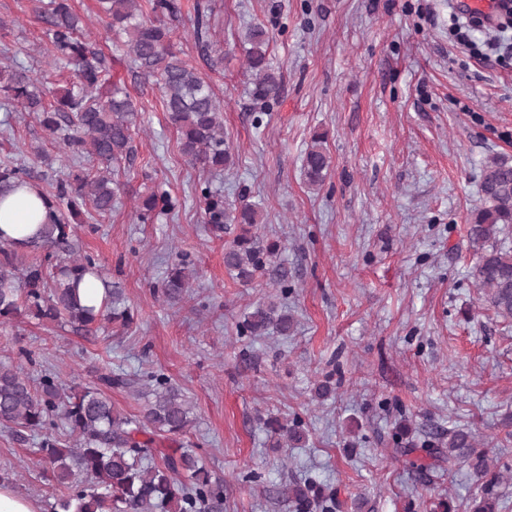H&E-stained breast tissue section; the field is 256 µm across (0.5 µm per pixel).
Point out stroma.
Instances as JSON below:
<instances>
[{"label": "stroma", "instance_id": "obj_1", "mask_svg": "<svg viewBox=\"0 0 512 512\" xmlns=\"http://www.w3.org/2000/svg\"><path fill=\"white\" fill-rule=\"evenodd\" d=\"M46 0H0V59L11 56L56 92L60 65L41 12ZM175 48L194 62L223 106L233 164L213 177L230 203L264 208L261 236L281 241L289 294L269 277L243 286L224 268L237 226L206 224L203 173L180 151L163 90L137 75L124 34L97 0H69L81 38L105 76L140 113L112 213L75 221L80 251L99 256L134 313L130 327L88 335L22 315L0 319V362L30 377L55 371L80 387L105 370H161L194 406L179 443L224 480L223 512H292L283 495L311 477L336 489L342 512H434L467 507L479 483L467 467L422 478L395 458V424L410 435L458 427L489 450L500 512H512V325L487 311L466 279L467 229L480 204V169L512 157V43L488 28L456 40L450 0H178ZM210 46L194 38L198 6ZM271 37L282 76L275 100H254L243 40L250 24ZM327 136L331 168L310 190L302 156ZM25 165L51 189L71 161L33 113L0 90V164ZM165 190L173 209L147 222L140 195ZM197 276L176 301L162 284L180 254ZM286 300L285 336L249 339L237 324L258 303ZM332 375L336 389L315 395ZM305 423L302 445L275 447L264 421ZM38 440L0 427V475L19 494L53 502Z\"/></svg>", "mask_w": 512, "mask_h": 512}]
</instances>
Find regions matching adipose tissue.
<instances>
[{
  "mask_svg": "<svg viewBox=\"0 0 512 512\" xmlns=\"http://www.w3.org/2000/svg\"><path fill=\"white\" fill-rule=\"evenodd\" d=\"M47 214L37 189L25 184L0 195V232L19 242L31 239Z\"/></svg>",
  "mask_w": 512,
  "mask_h": 512,
  "instance_id": "obj_1",
  "label": "adipose tissue"
}]
</instances>
